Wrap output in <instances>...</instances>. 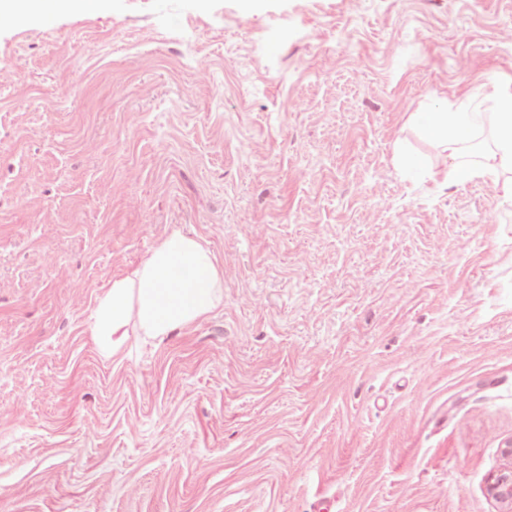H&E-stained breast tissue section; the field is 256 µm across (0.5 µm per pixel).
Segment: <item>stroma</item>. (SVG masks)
<instances>
[{"label": "stroma", "instance_id": "35a3bbf8", "mask_svg": "<svg viewBox=\"0 0 512 512\" xmlns=\"http://www.w3.org/2000/svg\"><path fill=\"white\" fill-rule=\"evenodd\" d=\"M509 29L512 0L0 28V512H502L512 200L410 115L512 84ZM175 226L223 307L101 357L97 296Z\"/></svg>", "mask_w": 512, "mask_h": 512}]
</instances>
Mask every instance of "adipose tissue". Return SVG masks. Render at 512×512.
<instances>
[{
	"mask_svg": "<svg viewBox=\"0 0 512 512\" xmlns=\"http://www.w3.org/2000/svg\"><path fill=\"white\" fill-rule=\"evenodd\" d=\"M104 0H0V27L37 18L47 9L92 14ZM484 113L469 100L441 112H417L413 119L450 159L448 178L456 184L488 180L512 199V85L493 84L484 92ZM490 121L494 145L477 164L460 159L462 143L479 119ZM224 303V270L200 240L172 230L129 274L113 278L88 316L99 354L118 356L130 337L160 341L204 319Z\"/></svg>",
	"mask_w": 512,
	"mask_h": 512,
	"instance_id": "obj_1",
	"label": "adipose tissue"
}]
</instances>
